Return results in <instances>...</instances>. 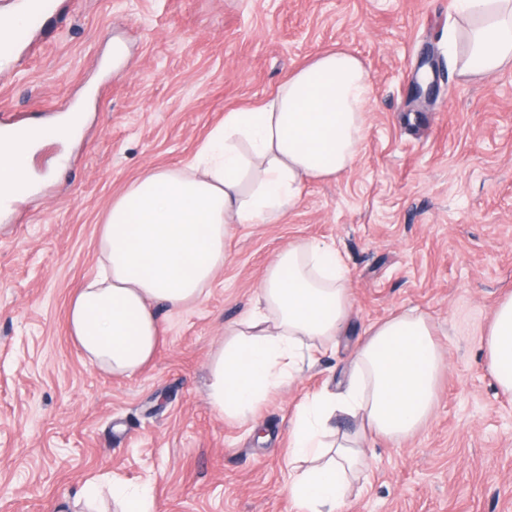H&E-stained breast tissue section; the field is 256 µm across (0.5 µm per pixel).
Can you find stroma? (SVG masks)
<instances>
[{"instance_id": "obj_1", "label": "stroma", "mask_w": 512, "mask_h": 512, "mask_svg": "<svg viewBox=\"0 0 512 512\" xmlns=\"http://www.w3.org/2000/svg\"><path fill=\"white\" fill-rule=\"evenodd\" d=\"M0 67V114L47 122L83 106L71 141L44 142L30 193L0 209V512H54L99 479L151 490L154 512H301L285 492L297 405L348 367L369 324L427 315L447 358L428 424L367 451L345 512H512V396L481 340L512 294V69L458 61L455 0H55ZM127 51L112 64V47ZM356 53L372 84L354 168L301 187L274 224H233L202 302L158 307L154 358L130 377L90 364L67 332L99 266L112 203L149 168L180 169L225 112L271 96L317 53ZM437 90L413 100L423 57ZM334 243L353 313L337 351L272 393L251 421L207 397L225 326L288 242Z\"/></svg>"}]
</instances>
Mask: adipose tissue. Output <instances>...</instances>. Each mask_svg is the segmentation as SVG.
<instances>
[{"mask_svg":"<svg viewBox=\"0 0 512 512\" xmlns=\"http://www.w3.org/2000/svg\"><path fill=\"white\" fill-rule=\"evenodd\" d=\"M468 25L471 70L512 68V0H457ZM372 85L345 48L315 55L263 103L226 112L182 170H146L115 200L98 248L100 271L77 290L68 334L85 358L132 376L156 353L158 306L201 300L224 266L231 224H273L300 187L351 170ZM351 282L334 245L289 243L268 265L253 307L224 331L210 365L208 400L225 419L249 421L271 393L344 332ZM482 355L500 392L512 395V295L492 312ZM445 356L430 321L403 311L364 328L347 379L298 406L288 431V497L305 512H344L351 477L375 439L413 435L430 419ZM354 420L353 432L333 419Z\"/></svg>","mask_w":512,"mask_h":512,"instance_id":"ef3b65f1","label":"adipose tissue"}]
</instances>
